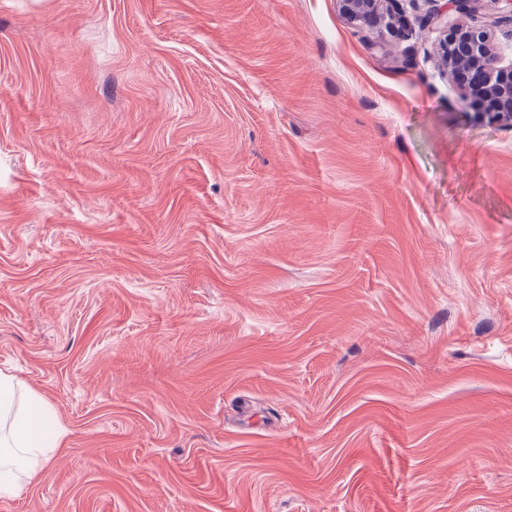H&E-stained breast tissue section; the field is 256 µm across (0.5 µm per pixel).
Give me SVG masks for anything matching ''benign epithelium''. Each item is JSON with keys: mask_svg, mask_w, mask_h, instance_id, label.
I'll return each mask as SVG.
<instances>
[{"mask_svg": "<svg viewBox=\"0 0 512 512\" xmlns=\"http://www.w3.org/2000/svg\"><path fill=\"white\" fill-rule=\"evenodd\" d=\"M346 21L354 27L382 36L395 32L403 6L399 0H337ZM434 2L433 12L423 21H445L446 37L439 50L448 72L455 73L463 65L480 68L482 93L495 99L482 116L489 121L512 126V63L502 64V50L494 47L491 32L496 27L512 25V0H496L505 4L492 13L483 12V0H452V5ZM453 13H448V8Z\"/></svg>", "mask_w": 512, "mask_h": 512, "instance_id": "obj_1", "label": "benign epithelium"}]
</instances>
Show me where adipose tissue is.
Returning a JSON list of instances; mask_svg holds the SVG:
<instances>
[{
    "instance_id": "obj_1",
    "label": "adipose tissue",
    "mask_w": 512,
    "mask_h": 512,
    "mask_svg": "<svg viewBox=\"0 0 512 512\" xmlns=\"http://www.w3.org/2000/svg\"><path fill=\"white\" fill-rule=\"evenodd\" d=\"M66 446V432L35 391L0 373V497L18 495Z\"/></svg>"
}]
</instances>
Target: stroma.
I'll return each mask as SVG.
<instances>
[{
	"label": "stroma",
	"mask_w": 512,
	"mask_h": 512,
	"mask_svg": "<svg viewBox=\"0 0 512 512\" xmlns=\"http://www.w3.org/2000/svg\"><path fill=\"white\" fill-rule=\"evenodd\" d=\"M337 0H0V512H512V128ZM63 448L66 431L40 395L0 373V497L17 496Z\"/></svg>",
	"instance_id": "1"
}]
</instances>
